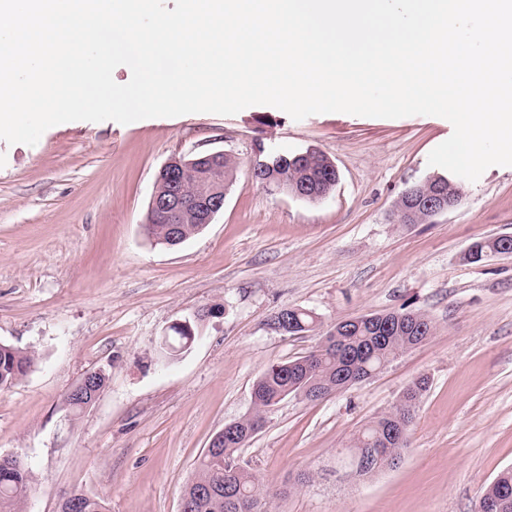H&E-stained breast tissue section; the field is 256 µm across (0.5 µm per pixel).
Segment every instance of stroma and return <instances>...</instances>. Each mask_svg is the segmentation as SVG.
Returning <instances> with one entry per match:
<instances>
[{
    "label": "stroma",
    "mask_w": 512,
    "mask_h": 512,
    "mask_svg": "<svg viewBox=\"0 0 512 512\" xmlns=\"http://www.w3.org/2000/svg\"><path fill=\"white\" fill-rule=\"evenodd\" d=\"M451 127L438 116L346 113L294 120L250 106L130 124L74 121L32 146L0 139V343L34 364L0 390V455L35 476L26 512H58L80 490L109 512H179L196 460L252 409L254 382L303 355L336 322L400 308L435 325L423 345L324 400L291 397L242 450L262 481L287 488L273 512H474L512 467V256L464 261L476 240L512 235V166L454 177L460 201L419 224L393 212L409 185L439 174L429 153ZM315 148L339 180L309 202L252 180L257 149ZM221 150L237 169L224 209L183 244L143 230L171 156ZM222 312L172 357L160 342L198 308ZM283 307L315 331L268 326ZM108 384L86 411L66 392L90 370ZM427 376L397 466L347 476L352 435ZM288 309H292V312L288 313L287 318L282 321L283 331L274 332L282 336H297L315 329L317 320L310 312L294 307H288Z\"/></svg>",
    "instance_id": "obj_1"
}]
</instances>
